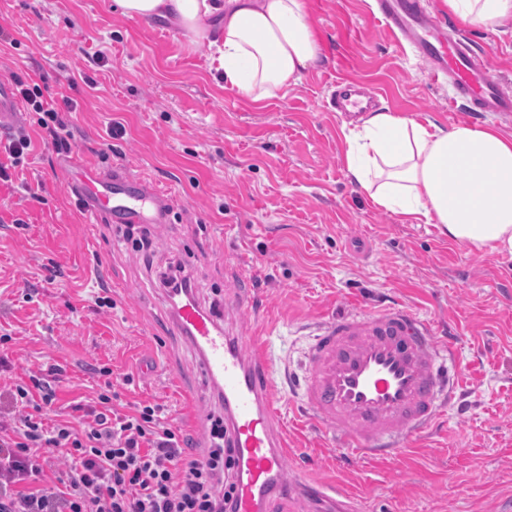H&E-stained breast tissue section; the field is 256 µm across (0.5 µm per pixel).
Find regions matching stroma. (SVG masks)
I'll use <instances>...</instances> for the list:
<instances>
[{"label":"stroma","mask_w":512,"mask_h":512,"mask_svg":"<svg viewBox=\"0 0 512 512\" xmlns=\"http://www.w3.org/2000/svg\"><path fill=\"white\" fill-rule=\"evenodd\" d=\"M308 6L324 61L286 97L256 104L225 88L208 49L190 47L168 22L121 16L112 0H0V29L12 37L0 44V75L76 102L66 119L81 163L129 172L174 201L145 251L108 215L85 221L37 113H23L32 147L0 180V336L11 337L0 346L10 364L0 386L58 368L57 399L42 412L50 427L77 422L109 380L120 394L115 411L160 405L199 449L208 432L192 420L212 412L205 400H183L194 359L165 328L157 274L167 262L186 264L242 348L270 337L281 378L303 373L313 322L397 305L429 323L440 348L454 346L464 407L444 408L403 451L374 459L332 446L281 390L275 410L298 481L282 512H331L317 495L324 483L340 486L357 512H512V261L375 206L346 175L344 122L328 101L351 76L379 92L383 112L446 126L489 122L508 136L512 119L450 107L453 84L434 85L406 61L368 0ZM460 29L492 75L512 84V28ZM115 121L125 134L112 140ZM246 282L253 311L239 306ZM104 292L112 308L96 305Z\"/></svg>","instance_id":"1"}]
</instances>
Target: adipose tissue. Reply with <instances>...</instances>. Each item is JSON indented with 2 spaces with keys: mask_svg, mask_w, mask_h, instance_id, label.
I'll use <instances>...</instances> for the list:
<instances>
[{
  "mask_svg": "<svg viewBox=\"0 0 512 512\" xmlns=\"http://www.w3.org/2000/svg\"><path fill=\"white\" fill-rule=\"evenodd\" d=\"M469 23L512 22V0H443ZM123 16L162 18L211 48L225 84L255 103L285 97L321 59L307 0H115ZM347 175L387 211L435 225L481 255L512 260V136L372 112L345 134Z\"/></svg>",
  "mask_w": 512,
  "mask_h": 512,
  "instance_id": "1",
  "label": "adipose tissue"
}]
</instances>
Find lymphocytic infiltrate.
Masks as SVG:
<instances>
[{
	"mask_svg": "<svg viewBox=\"0 0 512 512\" xmlns=\"http://www.w3.org/2000/svg\"><path fill=\"white\" fill-rule=\"evenodd\" d=\"M19 97L42 115L43 138L59 151L71 148L63 112L71 98L43 101L38 88L17 81ZM119 394L104 385L83 408L81 428L44 427L33 411L53 404L54 384L40 375L0 389V512H235V457L224 445V420L212 418L208 446L187 452L179 430L162 423L159 406L141 404L114 415ZM46 449L78 458L65 486L39 483L36 454Z\"/></svg>",
	"mask_w": 512,
	"mask_h": 512,
	"instance_id": "lymphocytic-infiltrate-1",
	"label": "lymphocytic infiltrate"
}]
</instances>
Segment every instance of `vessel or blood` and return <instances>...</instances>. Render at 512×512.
Instances as JSON below:
<instances>
[{"label": "vessel or blood", "mask_w": 512, "mask_h": 512, "mask_svg": "<svg viewBox=\"0 0 512 512\" xmlns=\"http://www.w3.org/2000/svg\"><path fill=\"white\" fill-rule=\"evenodd\" d=\"M385 31L397 48L411 47L438 83L451 79L472 112L512 116V89L494 79L484 56L461 32L442 26L426 0H376ZM377 96L363 82L341 79L335 97L340 112H367ZM11 80L0 78V133L20 117ZM72 194L95 217L109 213L116 224H165L170 198L127 173L107 174L79 166ZM167 326L182 336L195 359L201 392L224 412V426L239 458L236 512H275L273 496L293 491L286 476L288 436L276 426L279 393L266 342L254 337L245 354L225 332L219 309L204 305L195 289L168 301ZM299 405L337 446L377 457L406 447L452 401L456 369H445L430 326L400 307L332 317L314 326L305 353Z\"/></svg>", "instance_id": "b4317fda"}]
</instances>
